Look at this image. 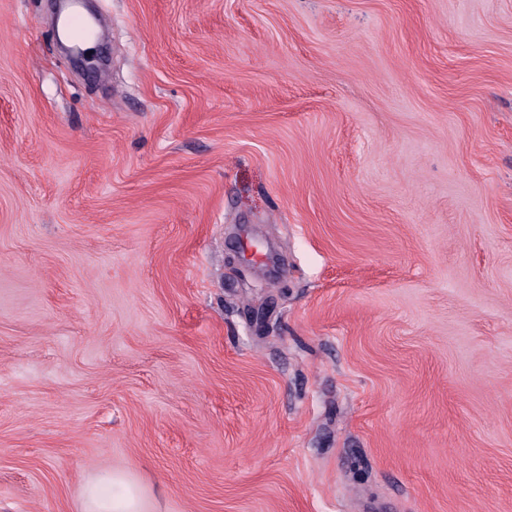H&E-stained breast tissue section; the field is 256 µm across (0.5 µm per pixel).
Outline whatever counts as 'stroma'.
Masks as SVG:
<instances>
[{
	"label": "stroma",
	"instance_id": "35a3bbf8",
	"mask_svg": "<svg viewBox=\"0 0 512 512\" xmlns=\"http://www.w3.org/2000/svg\"><path fill=\"white\" fill-rule=\"evenodd\" d=\"M0 0V512H512V0ZM83 497V512H142L137 490L117 473L90 479Z\"/></svg>",
	"mask_w": 512,
	"mask_h": 512
}]
</instances>
